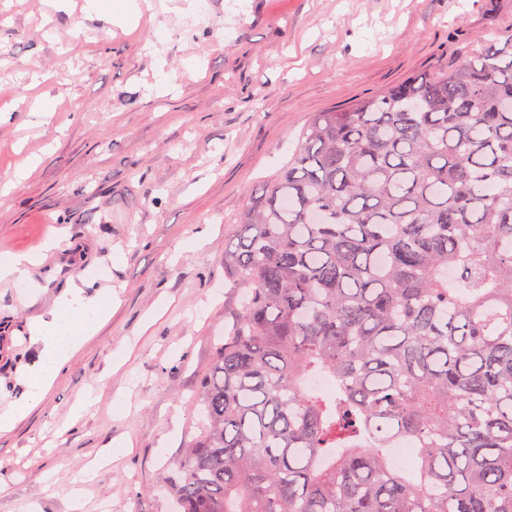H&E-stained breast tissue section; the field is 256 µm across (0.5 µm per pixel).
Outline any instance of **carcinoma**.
<instances>
[{"instance_id": "obj_1", "label": "carcinoma", "mask_w": 512, "mask_h": 512, "mask_svg": "<svg viewBox=\"0 0 512 512\" xmlns=\"http://www.w3.org/2000/svg\"><path fill=\"white\" fill-rule=\"evenodd\" d=\"M224 279L174 512H512V31L316 113ZM393 448H388V464L392 469H401L407 465L411 458L416 456V448L408 440L397 439L393 443Z\"/></svg>"}]
</instances>
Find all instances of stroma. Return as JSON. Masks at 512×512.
<instances>
[{
  "mask_svg": "<svg viewBox=\"0 0 512 512\" xmlns=\"http://www.w3.org/2000/svg\"><path fill=\"white\" fill-rule=\"evenodd\" d=\"M102 2L0 0V253L41 257L0 282V411L25 396L29 323L67 281L114 298L44 400L0 428V512H170L235 294L224 239L251 194L315 113L512 29V0H150L125 26Z\"/></svg>",
  "mask_w": 512,
  "mask_h": 512,
  "instance_id": "obj_1",
  "label": "stroma"
}]
</instances>
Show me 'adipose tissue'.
Instances as JSON below:
<instances>
[{"label":"adipose tissue","instance_id":"adipose-tissue-1","mask_svg":"<svg viewBox=\"0 0 512 512\" xmlns=\"http://www.w3.org/2000/svg\"><path fill=\"white\" fill-rule=\"evenodd\" d=\"M108 314L103 298L86 296L81 286L68 284L47 316L31 326L34 340L43 345L42 365L29 379L26 398L0 413V427L10 426L28 412L30 401L43 395L73 352L96 332Z\"/></svg>","mask_w":512,"mask_h":512}]
</instances>
